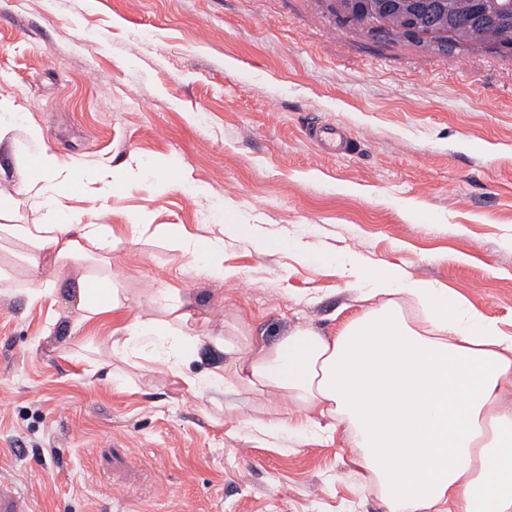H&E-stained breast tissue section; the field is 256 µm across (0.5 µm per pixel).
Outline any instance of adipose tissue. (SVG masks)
Returning a JSON list of instances; mask_svg holds the SVG:
<instances>
[{
    "mask_svg": "<svg viewBox=\"0 0 512 512\" xmlns=\"http://www.w3.org/2000/svg\"><path fill=\"white\" fill-rule=\"evenodd\" d=\"M139 174L130 164L108 169L90 188L42 150L19 190L40 217L0 224V241L22 242V260L37 270L94 250L111 252L110 226L84 223L82 213L65 212L62 201L79 193L104 204ZM242 232V225L228 224L219 237L181 228L165 229L164 236L173 250L224 280L237 275L223 265L224 241ZM341 264L360 284L365 308L335 334L297 326L256 352L215 336L212 345L230 359L198 379L184 372L197 334H175L166 323L138 315L113 340L112 354L122 360L146 354L196 393L242 389L272 397L270 412L238 424L277 444L308 430L346 426L357 449L352 463L376 486L387 512H512V405L505 402L512 395V336L456 294L398 265L355 254ZM78 299L86 322L128 302L108 261L80 282ZM406 300L422 306L420 322L405 315Z\"/></svg>",
    "mask_w": 512,
    "mask_h": 512,
    "instance_id": "adipose-tissue-1",
    "label": "adipose tissue"
}]
</instances>
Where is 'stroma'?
I'll use <instances>...</instances> for the list:
<instances>
[{
	"instance_id": "obj_1",
	"label": "stroma",
	"mask_w": 512,
	"mask_h": 512,
	"mask_svg": "<svg viewBox=\"0 0 512 512\" xmlns=\"http://www.w3.org/2000/svg\"><path fill=\"white\" fill-rule=\"evenodd\" d=\"M0 101L22 115L0 126L2 194L43 147L89 179L142 165L98 218L126 310L82 322L86 263L51 269L57 288L39 298V274L0 250V481L33 512H386L345 427L284 448L255 439L237 420L261 399L225 410L146 359H114L111 334L142 315L256 349L359 312L339 263L230 242L244 292L152 232L253 224L399 265L512 335V57L373 39L323 0H0ZM310 120L358 150L323 155ZM158 161L181 187L159 192ZM139 213L151 228L135 235ZM164 289L176 300L153 306Z\"/></svg>"
}]
</instances>
